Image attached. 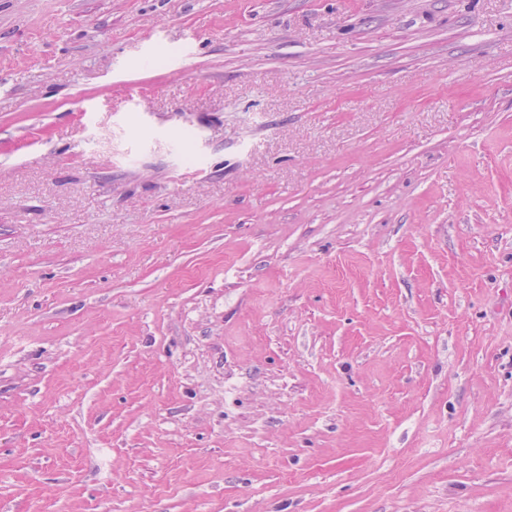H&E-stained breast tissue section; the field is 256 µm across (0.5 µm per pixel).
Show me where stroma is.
<instances>
[{"label":"stroma","instance_id":"1","mask_svg":"<svg viewBox=\"0 0 512 512\" xmlns=\"http://www.w3.org/2000/svg\"><path fill=\"white\" fill-rule=\"evenodd\" d=\"M0 504L512 512V0H0Z\"/></svg>","mask_w":512,"mask_h":512}]
</instances>
